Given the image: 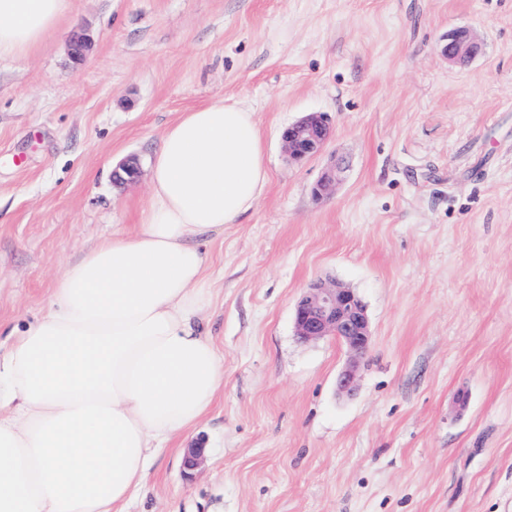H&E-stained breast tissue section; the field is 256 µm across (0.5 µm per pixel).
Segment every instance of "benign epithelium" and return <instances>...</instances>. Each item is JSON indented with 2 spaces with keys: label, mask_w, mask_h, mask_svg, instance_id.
Returning <instances> with one entry per match:
<instances>
[{
  "label": "benign epithelium",
  "mask_w": 512,
  "mask_h": 512,
  "mask_svg": "<svg viewBox=\"0 0 512 512\" xmlns=\"http://www.w3.org/2000/svg\"><path fill=\"white\" fill-rule=\"evenodd\" d=\"M448 59L457 62L470 61L481 54V43L465 30L448 34L441 48ZM332 131V119L326 113L313 112L286 127L281 134L288 158L304 162L316 156L324 147ZM341 165L326 170L314 187L318 197L330 194L336 186ZM136 163H120L113 171L117 184L133 182L138 178ZM294 326L296 336L306 342L334 336L350 354V361L336 379L337 390L350 395L357 386V359L368 350L371 330L365 305L350 289L331 282L318 280L310 284L295 306ZM205 461L203 444L196 443L185 449L184 471H194Z\"/></svg>",
  "instance_id": "7a95c632"
}]
</instances>
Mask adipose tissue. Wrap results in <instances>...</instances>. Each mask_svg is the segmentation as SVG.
<instances>
[{"mask_svg": "<svg viewBox=\"0 0 512 512\" xmlns=\"http://www.w3.org/2000/svg\"><path fill=\"white\" fill-rule=\"evenodd\" d=\"M68 0H0V56L35 51ZM269 182L253 112L217 101L166 130L132 230L89 247L50 309L0 359V512H124L149 462L224 384L194 323L210 300L201 243Z\"/></svg>", "mask_w": 512, "mask_h": 512, "instance_id": "obj_1", "label": "adipose tissue"}]
</instances>
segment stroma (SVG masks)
Listing matches in <instances>:
<instances>
[{
    "instance_id": "stroma-1",
    "label": "stroma",
    "mask_w": 512,
    "mask_h": 512,
    "mask_svg": "<svg viewBox=\"0 0 512 512\" xmlns=\"http://www.w3.org/2000/svg\"><path fill=\"white\" fill-rule=\"evenodd\" d=\"M457 29L484 46L462 65ZM220 99L254 112L269 183L206 247L224 385L185 439L205 462L165 449L129 512H512V0H70L0 58V355L137 222L165 130ZM311 112L332 134L292 163L281 132ZM320 279L370 321L349 396L343 344L294 333ZM441 51L449 60L467 62L479 56L482 48L481 43L467 31L457 30L448 34Z\"/></svg>"
}]
</instances>
